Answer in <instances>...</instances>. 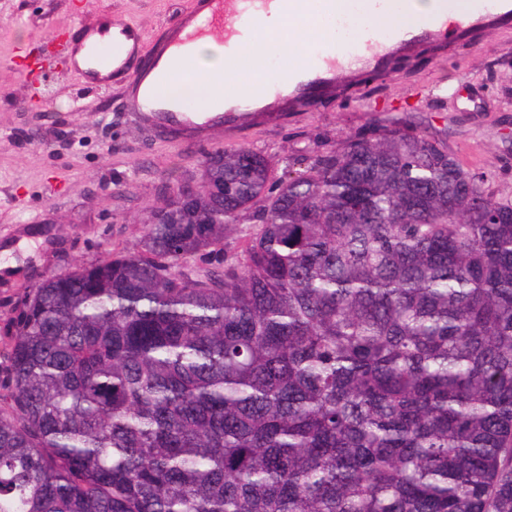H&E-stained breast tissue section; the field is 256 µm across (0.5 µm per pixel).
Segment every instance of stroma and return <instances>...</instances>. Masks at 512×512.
<instances>
[{
    "label": "stroma",
    "instance_id": "obj_1",
    "mask_svg": "<svg viewBox=\"0 0 512 512\" xmlns=\"http://www.w3.org/2000/svg\"><path fill=\"white\" fill-rule=\"evenodd\" d=\"M190 0H0V394L9 322L49 276L138 249L152 210L198 185L201 162L245 146L276 173L340 150L382 126L445 140L449 154L512 203V15L448 36L443 53L401 69L340 73L339 97L249 117L210 134L150 125L116 89L52 61L58 40L108 12L161 38Z\"/></svg>",
    "mask_w": 512,
    "mask_h": 512
}]
</instances>
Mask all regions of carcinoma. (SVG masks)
<instances>
[{"label": "carcinoma", "mask_w": 512, "mask_h": 512, "mask_svg": "<svg viewBox=\"0 0 512 512\" xmlns=\"http://www.w3.org/2000/svg\"><path fill=\"white\" fill-rule=\"evenodd\" d=\"M200 180L23 301L0 512H512V206L408 126ZM255 210L242 215L239 219V227L242 232L225 240L224 253L226 256H240L249 238V234L256 233L261 228V223L255 216Z\"/></svg>", "instance_id": "carcinoma-1"}]
</instances>
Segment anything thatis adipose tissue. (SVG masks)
Segmentation results:
<instances>
[{
  "mask_svg": "<svg viewBox=\"0 0 512 512\" xmlns=\"http://www.w3.org/2000/svg\"><path fill=\"white\" fill-rule=\"evenodd\" d=\"M328 30L298 15L273 12L262 15L255 28L253 39L242 52L247 71L246 80H235L224 57V47L206 38L193 43L190 58L185 65L186 76L176 78L167 85L170 95L181 98L188 91H195V104H209L224 93L228 82H236L239 89H247L249 80L274 78L271 59L286 54L293 65L307 59L310 50L318 48L328 38Z\"/></svg>",
  "mask_w": 512,
  "mask_h": 512,
  "instance_id": "adipose-tissue-1",
  "label": "adipose tissue"
}]
</instances>
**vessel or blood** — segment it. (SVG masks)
Instances as JSON below:
<instances>
[{
  "instance_id": "b4317fda",
  "label": "vessel or blood",
  "mask_w": 512,
  "mask_h": 512,
  "mask_svg": "<svg viewBox=\"0 0 512 512\" xmlns=\"http://www.w3.org/2000/svg\"><path fill=\"white\" fill-rule=\"evenodd\" d=\"M332 0H191L180 13L165 40L147 44L138 27L100 15L95 25L84 27L79 39L67 45L68 57H82L80 76L102 88H120L132 111L144 114L158 125L191 126L212 130L243 119L246 114L267 111L293 97L313 99L348 68L376 66L388 60L401 46L416 39H435L448 29L465 30L476 22L493 18L512 7V0H468L467 9L457 0H437L435 10L417 26L382 30L369 26L349 31L338 20ZM411 0H355L356 16L370 12L403 10ZM278 7L307 14L328 26L336 41L318 48L304 66L280 71L269 81L251 84L245 93L226 97L217 109L194 108L186 102L160 94L159 88L184 61L190 43L202 37L221 42L229 57L239 56L260 12ZM111 27L112 43L103 45L96 36Z\"/></svg>"
}]
</instances>
